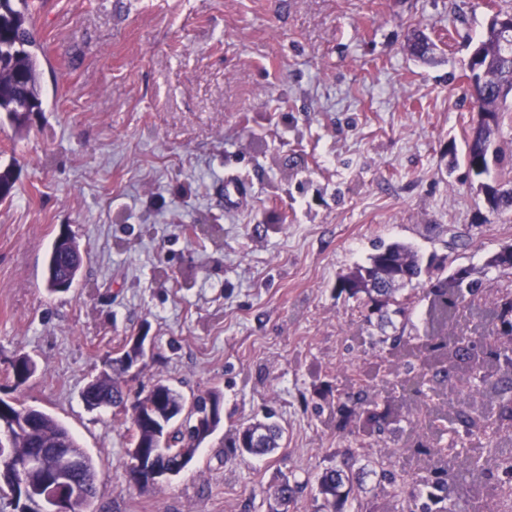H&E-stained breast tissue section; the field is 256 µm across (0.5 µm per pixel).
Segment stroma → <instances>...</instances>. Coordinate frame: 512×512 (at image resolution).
I'll return each instance as SVG.
<instances>
[{
  "label": "stroma",
  "instance_id": "obj_1",
  "mask_svg": "<svg viewBox=\"0 0 512 512\" xmlns=\"http://www.w3.org/2000/svg\"><path fill=\"white\" fill-rule=\"evenodd\" d=\"M512 0H43L35 13L43 110L28 131L0 115V398L52 414L92 457L94 512H267L282 477L304 483L290 512H316L337 450L362 469L344 512H401L373 474L417 472L411 425L372 446L324 428L315 383L394 359L364 301L339 289L381 239L422 257L485 267L512 246V215L449 170L477 120L465 78L473 44ZM438 46L413 58L407 35ZM245 187L224 207V179ZM474 246L449 252L445 226ZM85 256L64 294L45 288L61 233ZM151 346L120 380L163 382L185 399L212 388L223 418L176 478L143 492L125 476L127 428L88 409L89 380L135 337ZM37 372L15 387L10 363ZM274 409L282 448L241 458L224 446Z\"/></svg>",
  "mask_w": 512,
  "mask_h": 512
}]
</instances>
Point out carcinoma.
Masks as SVG:
<instances>
[{"label":"carcinoma","instance_id":"carcinoma-1","mask_svg":"<svg viewBox=\"0 0 512 512\" xmlns=\"http://www.w3.org/2000/svg\"><path fill=\"white\" fill-rule=\"evenodd\" d=\"M430 46L428 38L419 30H413L407 37V49L411 55L425 60ZM36 36L32 0H0V113H5L17 132L26 129L31 117L42 112V89L36 65ZM479 68L469 70L467 79L474 82L470 97L474 108L481 116L477 127L467 139L463 165L466 176L478 183L487 196L489 208L496 215L512 213V190L501 191L486 182L491 176V164L500 170L512 172V156L507 158L494 147V135L499 131L504 114L509 111L507 99L512 95V56H507L497 30L496 22L487 24L476 47ZM15 177L11 166L0 169V194L13 196ZM83 263V254L78 242L71 236L52 245L46 268V290L50 293H64L73 287ZM429 272L422 266L418 253L409 246L399 243L379 244L366 266H360L340 280L341 290L350 296L363 294L370 303L369 311L385 316L389 313L404 318L399 331L379 343L388 348L407 341L404 336L407 327L408 306L397 300V293L406 285ZM67 288H62V283ZM430 307L426 312V325L422 338L430 349L448 350V355L460 362L471 363L477 359L494 362L493 367L480 374L479 386H491L497 395L493 413L497 423L496 431H512V355L494 351L481 338L477 329L453 332L457 313L467 300H483L475 315L482 323L497 328L498 345L512 344V291L486 295L484 281L476 276L471 266L456 267L450 278L438 279L426 291ZM144 355L138 341L124 351L117 359L107 364V369L88 382L82 392L88 408H102L110 405L127 408L132 401L140 410L141 418L125 419L130 432L127 448L126 470H131L135 454L150 457L159 441H164L163 452L157 462L171 470H181L192 461L199 445L220 425L222 419L223 395L218 389H211L194 398L191 404L171 386L157 382L148 390H140L134 397L125 393L122 385L113 377L114 372H125L129 365ZM401 382L411 387V397L404 401L411 407L414 397L422 394L421 378L428 375L429 391L448 390L456 395L445 409L434 411L433 420L448 421V434L452 444L458 447L455 454L420 438L412 448L419 469L423 475L416 480L397 478L390 470L382 471L381 479L391 492L403 498L405 512H457V505L450 500V491L459 481L472 484H489L495 481L505 506L512 512V449L499 444L487 448H467L465 441L483 431L475 425L476 409L468 398L461 395L453 372L442 367L429 365L428 357L422 350L405 348L399 357ZM16 385L22 386L36 373L35 361L20 355L11 363ZM336 394L328 402V412L315 407L317 415H325L323 425L338 433L354 430L360 443L377 441L387 434L399 431L400 426L390 422L383 415L374 413L370 424L375 433L365 436L360 433L357 418L364 408H378L382 397L365 379L357 377L346 389L333 390L329 381L321 383L319 395L326 397ZM24 417L28 429L17 435L8 454L0 452V499L7 500L13 512H23L19 507L21 484L15 482L13 467L20 458L47 448H63L68 453L81 456L84 468L76 477L87 485L91 508L96 491L95 478L98 475L92 458L79 446L71 432L48 413L35 408L24 407L16 417ZM275 414L267 413L265 420L241 425L224 440V447L233 449L240 456H265L280 447L284 429L274 420ZM354 452L347 448L337 454L336 463L326 468L318 478V495L326 512H343L353 492ZM301 489L298 482L282 478L269 493L274 506L269 512H279V507L296 502Z\"/></svg>","mask_w":512,"mask_h":512}]
</instances>
